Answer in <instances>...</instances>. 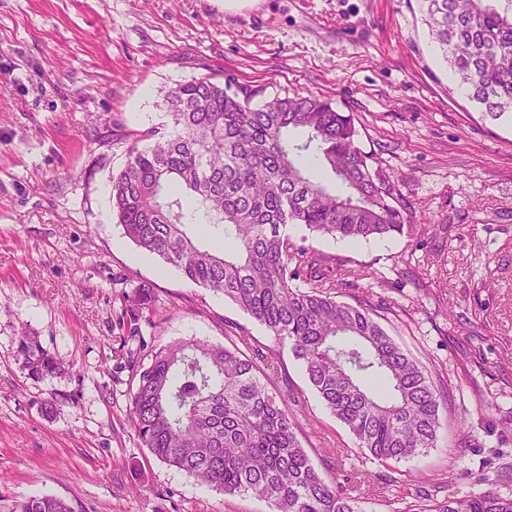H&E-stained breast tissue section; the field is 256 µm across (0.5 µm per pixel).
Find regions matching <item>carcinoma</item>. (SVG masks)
Here are the masks:
<instances>
[{"instance_id":"1","label":"carcinoma","mask_w":512,"mask_h":512,"mask_svg":"<svg viewBox=\"0 0 512 512\" xmlns=\"http://www.w3.org/2000/svg\"><path fill=\"white\" fill-rule=\"evenodd\" d=\"M421 20L457 86L492 121H512V0H421ZM170 131L138 132L111 177L112 214L140 249L198 287L224 295L264 325L305 369L365 458L399 462L437 447L443 394L432 372L382 326L383 302L336 299V263L305 252L290 226L350 242L412 237L413 213L357 144L352 116L314 96L193 78L165 95ZM298 130L301 137L290 139ZM306 155L319 167L306 169ZM221 230L210 246L190 229ZM14 356L33 380L61 360L25 330ZM278 357L246 332L228 348L180 341L140 364L129 421L159 461L226 496L250 494L270 512H362L350 482L324 476L296 437L292 399L271 393L255 360ZM417 481L386 500L391 512H512V496L486 489L438 500ZM19 512H74L44 495Z\"/></svg>"}]
</instances>
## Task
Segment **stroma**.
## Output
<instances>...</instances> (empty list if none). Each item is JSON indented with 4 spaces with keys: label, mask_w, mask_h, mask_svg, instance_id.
Returning <instances> with one entry per match:
<instances>
[{
    "label": "stroma",
    "mask_w": 512,
    "mask_h": 512,
    "mask_svg": "<svg viewBox=\"0 0 512 512\" xmlns=\"http://www.w3.org/2000/svg\"><path fill=\"white\" fill-rule=\"evenodd\" d=\"M221 75L332 100L399 200L428 218L414 237L355 244L292 232L359 271L339 300L384 299L388 333L445 392L437 448L365 464L364 512H387L388 476L439 479L445 496L512 495V123L483 119L457 89L419 0H0V512L42 495L75 512H269L163 464L131 427L120 323L143 285L157 320L142 327L148 348L227 346L245 330L278 350L277 372L260 377L294 397L316 467L324 448L360 459L265 326L139 250L112 215L126 135L167 127L176 83ZM24 326L66 375L28 378L12 350Z\"/></svg>",
    "instance_id": "1"
}]
</instances>
